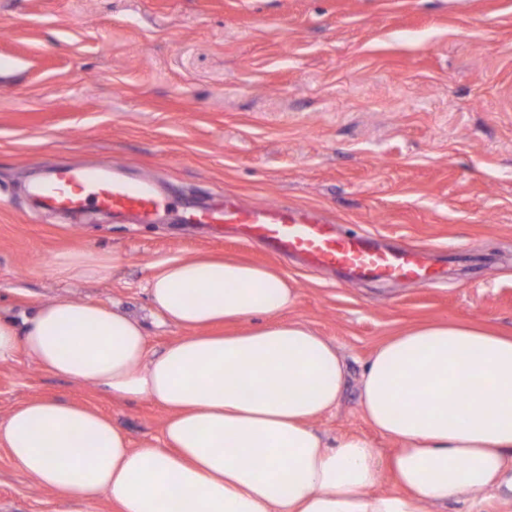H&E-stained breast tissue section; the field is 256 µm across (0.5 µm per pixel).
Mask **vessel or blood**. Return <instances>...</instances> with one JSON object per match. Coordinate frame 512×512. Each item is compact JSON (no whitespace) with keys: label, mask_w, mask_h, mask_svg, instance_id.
I'll return each instance as SVG.
<instances>
[{"label":"vessel or blood","mask_w":512,"mask_h":512,"mask_svg":"<svg viewBox=\"0 0 512 512\" xmlns=\"http://www.w3.org/2000/svg\"><path fill=\"white\" fill-rule=\"evenodd\" d=\"M32 192L41 210L80 217L89 210L133 224H149L164 200L157 182L131 177L109 165H58ZM193 224H229L243 242L259 243L278 254H300L315 268H339L356 279L386 282L438 279L425 249L388 250L364 234L339 232L327 220L285 204L245 205L225 201L222 209H193L184 215Z\"/></svg>","instance_id":"obj_1"}]
</instances>
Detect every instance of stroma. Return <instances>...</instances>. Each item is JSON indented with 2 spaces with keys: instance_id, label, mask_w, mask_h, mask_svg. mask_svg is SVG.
Listing matches in <instances>:
<instances>
[{
  "instance_id": "obj_1",
  "label": "stroma",
  "mask_w": 512,
  "mask_h": 512,
  "mask_svg": "<svg viewBox=\"0 0 512 512\" xmlns=\"http://www.w3.org/2000/svg\"><path fill=\"white\" fill-rule=\"evenodd\" d=\"M0 315L23 321L67 297L142 322L150 350L180 336L144 289L157 265L198 253L275 268L299 299L289 319L332 342L346 382L315 421L327 442L395 441L360 406L374 349L424 322L512 333V0H0ZM150 174L189 202L313 209L378 243L433 249L442 275L351 282L173 212L123 224L41 213L29 185L53 162ZM117 255L103 280L68 281L57 254ZM55 397L111 416L132 441L165 411L0 361V418ZM0 512H113L61 501L0 448Z\"/></svg>"
}]
</instances>
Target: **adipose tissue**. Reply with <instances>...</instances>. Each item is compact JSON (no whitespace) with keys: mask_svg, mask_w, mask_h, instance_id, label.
<instances>
[{"mask_svg":"<svg viewBox=\"0 0 512 512\" xmlns=\"http://www.w3.org/2000/svg\"><path fill=\"white\" fill-rule=\"evenodd\" d=\"M106 255L53 262L64 280H101ZM153 311L183 334L149 350L143 325L103 304L59 298L24 321L0 316V361L25 352L52 374L168 413L132 443L110 417L31 398L0 419V448L62 499L106 497L116 512H422L466 491L512 494V334L426 323L371 354L361 409L399 441L381 462L365 438L327 444L313 428L345 384L335 346L282 319L297 291L237 260L176 258L146 282ZM248 322L246 331L211 333ZM395 491H376L382 471Z\"/></svg>","mask_w":512,"mask_h":512,"instance_id":"ef3b65f1","label":"adipose tissue"}]
</instances>
